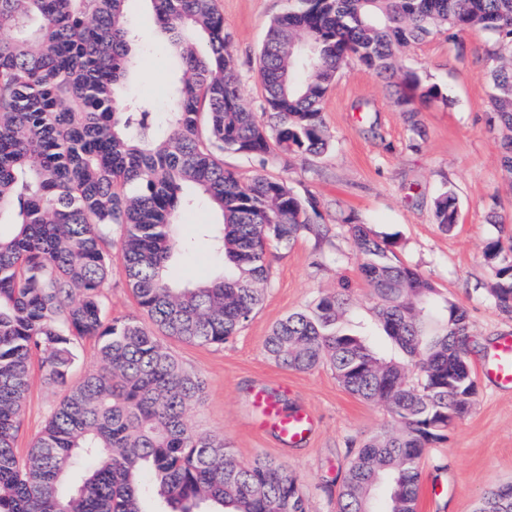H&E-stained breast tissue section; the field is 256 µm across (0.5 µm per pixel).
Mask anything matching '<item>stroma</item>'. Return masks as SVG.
<instances>
[{"mask_svg": "<svg viewBox=\"0 0 512 512\" xmlns=\"http://www.w3.org/2000/svg\"><path fill=\"white\" fill-rule=\"evenodd\" d=\"M231 34L242 98L260 111L258 54L274 18L289 0H217ZM127 26L145 38L141 79L132 96L164 111L171 93L172 53L158 33L145 0H132ZM486 34L465 32L449 39L437 32L405 48L397 59L443 98L416 102L422 138H414L394 90L359 63L348 62L323 101L330 142L318 156L269 161L266 175L286 179L302 197L314 199L315 229L287 248L267 251L269 280L264 299L236 336L199 346L164 338L189 373L206 384L202 401L187 413L197 433L223 438L241 462L272 458L307 486L308 512H336L344 472L361 444L391 423L386 409L358 398L328 366L308 371L272 361L264 341L290 313L307 309L320 295L348 287L353 310L346 325L366 338L381 358L407 362L402 347L386 335L377 301L360 272L361 258L349 224H366L397 258L427 278L468 315L473 366L484 364L498 338L512 334V315L490 296L495 283L484 249L495 222L512 225V174L502 164V138L488 127L492 92L484 60ZM455 192L459 220L452 231L434 221V201L443 187ZM102 294L108 319L141 317L118 259ZM222 264L205 243L178 255L171 273L183 284L206 282ZM276 392L286 408L308 412L315 427L295 447L281 444L252 404L258 389ZM63 388L33 365L15 439L26 455L42 433ZM512 483V391L478 379L469 413L432 445L422 462L416 512H475L490 489Z\"/></svg>", "mask_w": 512, "mask_h": 512, "instance_id": "35a3bbf8", "label": "stroma"}]
</instances>
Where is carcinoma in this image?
Listing matches in <instances>:
<instances>
[{
	"mask_svg": "<svg viewBox=\"0 0 512 512\" xmlns=\"http://www.w3.org/2000/svg\"><path fill=\"white\" fill-rule=\"evenodd\" d=\"M173 47L177 75L171 131L155 130L150 105L126 95L135 76L125 23L128 0H0V512H307L306 486L281 463H241L224 443L198 434L187 410L205 382L186 372L136 318L107 320L102 289L120 231V258L139 309L167 336L222 344L263 299L271 242L292 245L311 230L316 204L283 178L245 179L224 168L232 152L266 163L329 147L323 101L354 60L396 87L414 122L415 100H444L415 73H399L403 48L444 30L488 34L493 125L512 172V0H292L259 52L262 115L247 107L216 0H146ZM202 201L222 222L200 234L224 255V271L177 288L168 270L179 243L177 214ZM456 198L434 202L452 229ZM361 273L387 335L418 368L385 361L340 327L349 288L281 319L265 342L278 365L329 360L352 394L381 404L392 426L349 462L336 512H416L420 463L429 445L469 410L455 396L476 386L466 313L417 270L389 256L371 230L349 226ZM485 257L492 296L512 313V232L498 225ZM99 344V369L68 386L78 341ZM66 388L21 458L15 438L34 360ZM480 512H512L492 492Z\"/></svg>",
	"mask_w": 512,
	"mask_h": 512,
	"instance_id": "cac0c4a2",
	"label": "carcinoma"
}]
</instances>
